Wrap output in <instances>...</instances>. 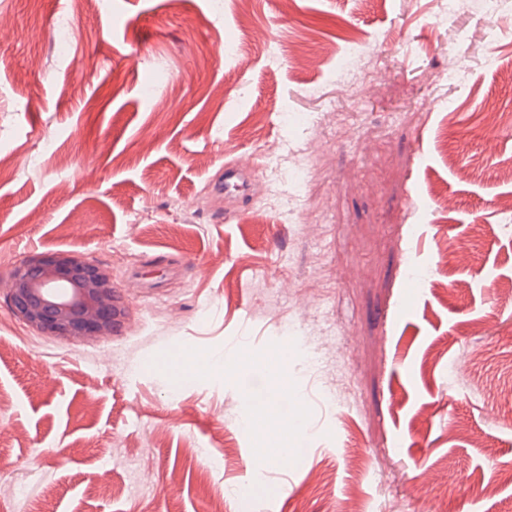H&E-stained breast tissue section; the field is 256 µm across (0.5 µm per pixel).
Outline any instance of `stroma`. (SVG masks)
Instances as JSON below:
<instances>
[{"instance_id":"1","label":"stroma","mask_w":512,"mask_h":512,"mask_svg":"<svg viewBox=\"0 0 512 512\" xmlns=\"http://www.w3.org/2000/svg\"><path fill=\"white\" fill-rule=\"evenodd\" d=\"M440 7L0 0V512H347L354 490L362 512H512V125L482 122L512 115V0ZM328 104L324 125L278 117ZM283 142L302 181L266 169ZM238 159L259 179L224 221L212 182ZM58 250L111 268L120 332L11 313L3 282ZM324 326L344 356L308 365ZM276 363L303 404L289 473L257 467L279 443L243 423Z\"/></svg>"}]
</instances>
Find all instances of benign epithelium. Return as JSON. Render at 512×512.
<instances>
[{"label": "benign epithelium", "mask_w": 512, "mask_h": 512, "mask_svg": "<svg viewBox=\"0 0 512 512\" xmlns=\"http://www.w3.org/2000/svg\"><path fill=\"white\" fill-rule=\"evenodd\" d=\"M6 295L28 327L66 341L109 336L127 317L112 271L74 252L27 257L13 270Z\"/></svg>", "instance_id": "7a95c632"}]
</instances>
